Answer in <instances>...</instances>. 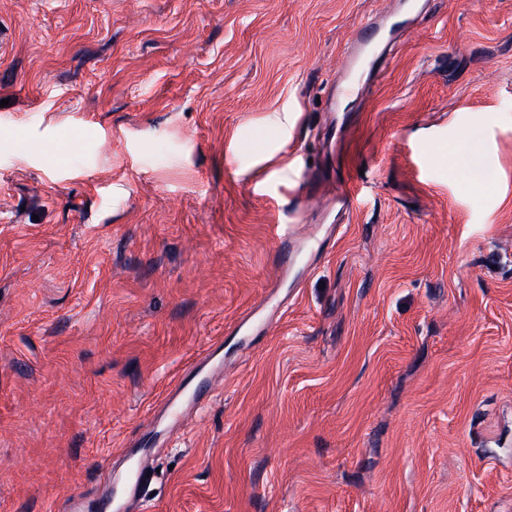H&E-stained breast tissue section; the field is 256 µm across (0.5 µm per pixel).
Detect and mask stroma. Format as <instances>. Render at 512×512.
Wrapping results in <instances>:
<instances>
[{
  "label": "stroma",
  "instance_id": "35a3bbf8",
  "mask_svg": "<svg viewBox=\"0 0 512 512\" xmlns=\"http://www.w3.org/2000/svg\"><path fill=\"white\" fill-rule=\"evenodd\" d=\"M393 8L0 0V512L96 499L217 342L140 512H512V0H414L342 102ZM277 224L345 231L284 274Z\"/></svg>",
  "mask_w": 512,
  "mask_h": 512
}]
</instances>
